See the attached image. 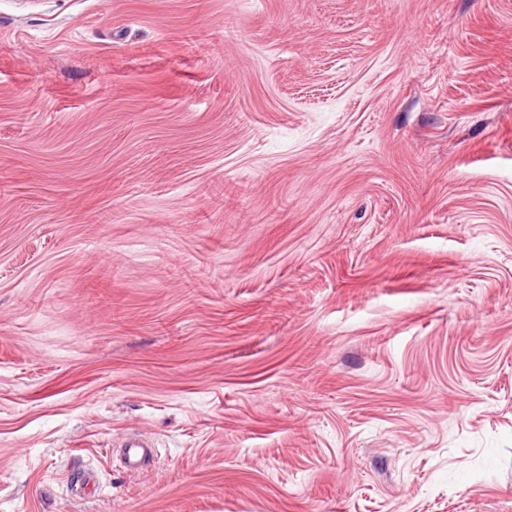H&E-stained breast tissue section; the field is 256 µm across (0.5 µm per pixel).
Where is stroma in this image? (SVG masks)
Listing matches in <instances>:
<instances>
[{
    "label": "stroma",
    "mask_w": 512,
    "mask_h": 512,
    "mask_svg": "<svg viewBox=\"0 0 512 512\" xmlns=\"http://www.w3.org/2000/svg\"><path fill=\"white\" fill-rule=\"evenodd\" d=\"M0 512H512V0H0ZM122 447L124 448L123 459L126 467L138 473H143L145 460L153 453L146 432L139 431L135 437L127 439Z\"/></svg>",
    "instance_id": "1"
}]
</instances>
